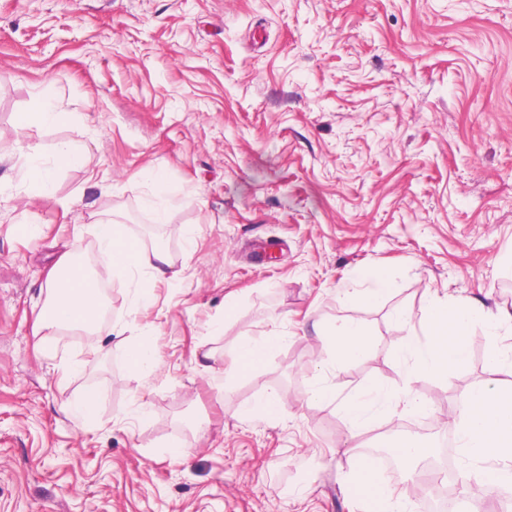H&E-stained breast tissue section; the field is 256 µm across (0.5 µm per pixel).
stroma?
<instances>
[{"instance_id":"stroma-1","label":"stroma","mask_w":512,"mask_h":512,"mask_svg":"<svg viewBox=\"0 0 512 512\" xmlns=\"http://www.w3.org/2000/svg\"><path fill=\"white\" fill-rule=\"evenodd\" d=\"M47 96L69 120L28 143H86L91 166L44 198L20 180L15 123ZM151 171L173 201L161 224ZM97 213L172 263L148 311L105 287L102 355L33 333L49 270L96 254ZM511 264L512 0H0V512H352L361 445L425 419L418 438L451 441L437 421L488 379L497 340L476 326L465 365L418 383L427 411L354 439L338 403H296L330 359L316 325L357 312L373 345L335 386L398 393L392 309L512 311ZM375 269L385 305L350 309ZM269 333L264 369L226 380L238 340ZM148 336L146 377L124 353ZM89 390L82 422L70 406ZM270 393L283 416L257 412Z\"/></svg>"}]
</instances>
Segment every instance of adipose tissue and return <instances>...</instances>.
<instances>
[{
  "mask_svg": "<svg viewBox=\"0 0 512 512\" xmlns=\"http://www.w3.org/2000/svg\"><path fill=\"white\" fill-rule=\"evenodd\" d=\"M67 119L66 112L47 100L36 110L19 114L16 121L17 134L22 138L19 149L27 157L21 178L46 195L51 192L58 170L88 165L91 156L83 144L63 142L56 147L51 161L46 162L23 138L31 128L59 125ZM94 233L103 258L100 265L89 270L68 256L48 273L46 300L37 315V329L42 335L68 329L94 337L100 325L102 287L106 282L114 277L153 280L168 276L171 262L166 250L161 245L148 247L130 238L126 224L104 219L95 224ZM279 347L280 338L276 335L242 337L224 372L231 377L243 371H257ZM487 366L489 380L471 388L459 410L448 415L460 450L473 470L472 481L466 487L473 498L512 482V388H504L498 381L499 375H512V345L492 347ZM352 485L359 491L363 512H411L412 502L406 493L386 487L363 468L353 470Z\"/></svg>",
  "mask_w": 512,
  "mask_h": 512,
  "instance_id": "obj_1",
  "label": "adipose tissue"
}]
</instances>
